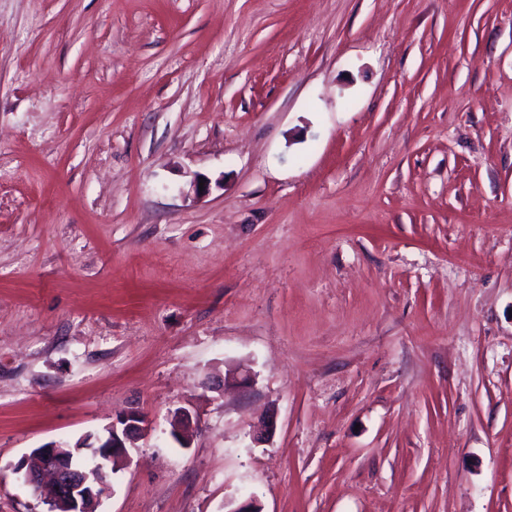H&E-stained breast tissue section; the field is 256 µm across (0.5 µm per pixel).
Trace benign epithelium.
Instances as JSON below:
<instances>
[{
	"label": "benign epithelium",
	"instance_id": "7a95c632",
	"mask_svg": "<svg viewBox=\"0 0 512 512\" xmlns=\"http://www.w3.org/2000/svg\"><path fill=\"white\" fill-rule=\"evenodd\" d=\"M181 426L171 436L184 448L190 444L185 429L192 414L185 408L173 412ZM276 428V415L263 417L252 433L257 442L267 441ZM150 421L139 411L121 416L103 433H89L74 444L49 442L22 457L17 470L25 482L49 505V512H98L103 498L112 490L111 474L129 461V449L147 438Z\"/></svg>",
	"mask_w": 512,
	"mask_h": 512
}]
</instances>
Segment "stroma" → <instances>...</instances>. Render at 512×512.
<instances>
[{
  "label": "stroma",
  "instance_id": "1",
  "mask_svg": "<svg viewBox=\"0 0 512 512\" xmlns=\"http://www.w3.org/2000/svg\"><path fill=\"white\" fill-rule=\"evenodd\" d=\"M129 410L99 512H512V0H0V512Z\"/></svg>",
  "mask_w": 512,
  "mask_h": 512
}]
</instances>
